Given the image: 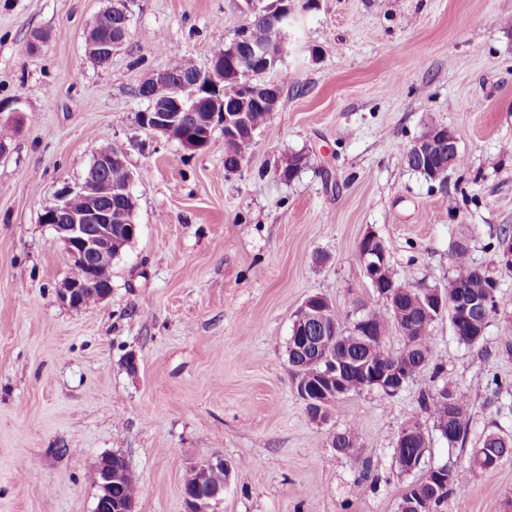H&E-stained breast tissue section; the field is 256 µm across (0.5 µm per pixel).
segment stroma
Segmentation results:
<instances>
[{
  "label": "stroma",
  "mask_w": 512,
  "mask_h": 512,
  "mask_svg": "<svg viewBox=\"0 0 512 512\" xmlns=\"http://www.w3.org/2000/svg\"><path fill=\"white\" fill-rule=\"evenodd\" d=\"M288 30V80L241 168H224V130L190 153L137 122L135 92L174 56L208 68L248 15L244 0H135L131 36L104 66L85 33L110 0H0V512H94L93 472L122 455L135 512H185L188 470L220 456L231 473L214 512H397L411 482L393 465L407 423L432 465L463 461L485 434L512 435V307L484 339L432 327L438 361L469 395L465 445L421 409L423 372L398 393L372 389L310 418L287 342L309 296L345 326L375 294L361 273L367 232L396 278L443 288L454 248L512 296L495 249L512 228V0H316ZM223 38V39H224ZM431 125L454 131L464 162L444 182L403 156ZM132 174L137 237L112 262V292L74 309L63 243L41 221L104 147ZM308 163L284 181L288 159ZM507 379L499 393L490 374ZM357 423L359 449L334 433ZM443 512H512V458L457 486Z\"/></svg>",
  "instance_id": "stroma-1"
}]
</instances>
